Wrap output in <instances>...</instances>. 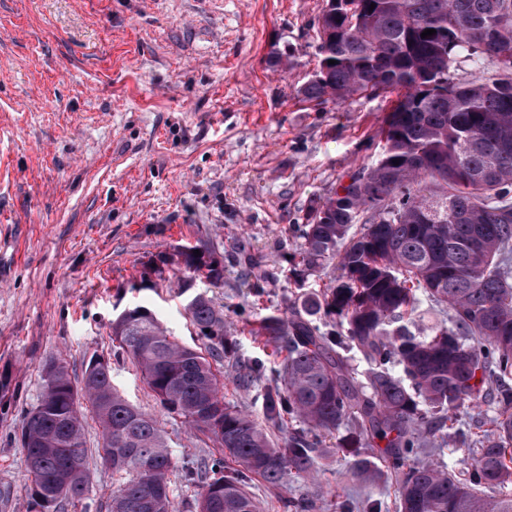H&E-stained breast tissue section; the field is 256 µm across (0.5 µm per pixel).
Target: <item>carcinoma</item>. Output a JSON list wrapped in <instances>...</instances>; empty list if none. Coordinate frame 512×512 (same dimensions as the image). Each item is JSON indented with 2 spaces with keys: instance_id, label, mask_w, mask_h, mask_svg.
Masks as SVG:
<instances>
[{
  "instance_id": "obj_1",
  "label": "carcinoma",
  "mask_w": 512,
  "mask_h": 512,
  "mask_svg": "<svg viewBox=\"0 0 512 512\" xmlns=\"http://www.w3.org/2000/svg\"><path fill=\"white\" fill-rule=\"evenodd\" d=\"M327 2L303 98L395 99L382 118L378 159L310 206L284 268L302 279L332 265L338 276L254 330L285 353L276 378L261 387L263 422L224 401L213 364L235 342L212 298L186 305L205 339L202 353L174 341L142 307L112 321L113 340L169 414L209 430L222 448L200 465L198 512H260L247 491L251 477L271 484L287 473L310 477L316 449L336 434L353 457L352 479L364 483L384 477L364 448L385 442L398 512H512V495L482 493L512 483V413L497 420L495 440L479 449L466 478L410 462L422 436L445 428L461 407L490 399L512 408V0ZM427 29L436 33L421 37ZM462 63L478 73L467 84L456 77ZM215 254L201 242L161 263L221 284L224 262ZM420 294L451 310L426 334L413 330ZM322 314L340 329L323 331ZM346 349L368 362L361 382ZM262 368L237 361V386L254 387ZM43 381L22 424L30 431L28 500L37 493L43 512H64L91 491L83 399L101 431L103 463L120 479L112 493L119 512H178L170 490L176 461L159 423L112 385L111 371L86 368L76 383L53 361Z\"/></svg>"
}]
</instances>
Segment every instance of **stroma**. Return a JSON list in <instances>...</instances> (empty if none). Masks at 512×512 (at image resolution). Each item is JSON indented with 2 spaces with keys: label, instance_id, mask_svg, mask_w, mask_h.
I'll list each match as a JSON object with an SVG mask.
<instances>
[{
  "label": "stroma",
  "instance_id": "obj_1",
  "mask_svg": "<svg viewBox=\"0 0 512 512\" xmlns=\"http://www.w3.org/2000/svg\"><path fill=\"white\" fill-rule=\"evenodd\" d=\"M326 0H0V512H29L22 489V421L36 405L43 368L66 363L80 379L102 356L112 383L159 421L179 464V512H198L200 488L183 464L218 444L172 418L113 343V319L144 306L174 339L202 341L185 305L203 293L223 305L235 358L280 361L249 324L285 313L294 298L336 275L325 266L295 282L277 275L313 199L332 195L377 159L387 99L339 104L299 92L317 65ZM209 242L224 255V284L165 267L153 287L143 262ZM263 256L262 297L243 282L239 252ZM501 406L459 410L420 455L466 477L491 440ZM90 497L108 512L116 483L100 464L95 422L86 434ZM314 477L277 485L252 478L261 512H395V481L358 483L335 445Z\"/></svg>",
  "mask_w": 512,
  "mask_h": 512
}]
</instances>
